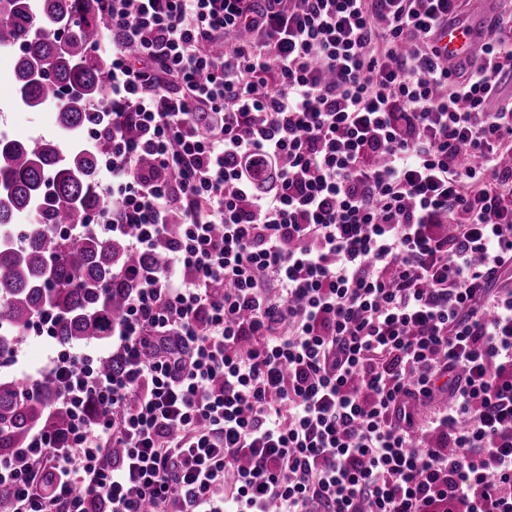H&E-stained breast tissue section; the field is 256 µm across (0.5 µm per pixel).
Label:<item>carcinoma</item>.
<instances>
[{"instance_id":"1","label":"carcinoma","mask_w":512,"mask_h":512,"mask_svg":"<svg viewBox=\"0 0 512 512\" xmlns=\"http://www.w3.org/2000/svg\"><path fill=\"white\" fill-rule=\"evenodd\" d=\"M104 21L97 0H0V52L13 58L18 102L33 111L59 105L56 138L0 133V360L47 313L62 345L107 341L134 287L113 272L165 260L161 249L131 252L120 239L80 230L103 205V147L83 139L108 121L107 63L96 52ZM32 211L77 232L51 238L38 225L17 226ZM67 421L61 409L48 413L41 396L0 380V456L21 447L32 429L56 431Z\"/></svg>"}]
</instances>
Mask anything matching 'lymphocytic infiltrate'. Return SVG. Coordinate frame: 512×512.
Listing matches in <instances>:
<instances>
[{
	"label": "lymphocytic infiltrate",
	"instance_id": "lymphocytic-infiltrate-1",
	"mask_svg": "<svg viewBox=\"0 0 512 512\" xmlns=\"http://www.w3.org/2000/svg\"><path fill=\"white\" fill-rule=\"evenodd\" d=\"M98 9L91 223L167 262L26 374L5 512H512V14L451 69L460 0ZM68 421L65 410L49 414L41 395H32L9 378L0 384V456L21 448L33 428L56 431Z\"/></svg>",
	"mask_w": 512,
	"mask_h": 512
}]
</instances>
